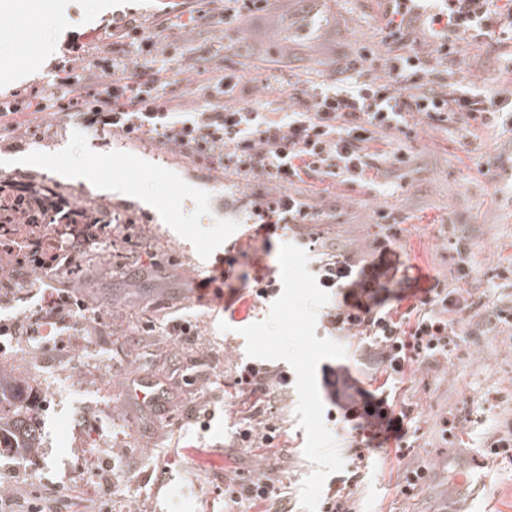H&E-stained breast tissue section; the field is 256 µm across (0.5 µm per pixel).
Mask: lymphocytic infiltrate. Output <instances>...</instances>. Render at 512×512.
Returning a JSON list of instances; mask_svg holds the SVG:
<instances>
[{
  "instance_id": "lymphocytic-infiltrate-1",
  "label": "lymphocytic infiltrate",
  "mask_w": 512,
  "mask_h": 512,
  "mask_svg": "<svg viewBox=\"0 0 512 512\" xmlns=\"http://www.w3.org/2000/svg\"><path fill=\"white\" fill-rule=\"evenodd\" d=\"M114 25L122 31L121 53L93 59L85 44L71 39L64 45L63 61L54 67L55 91L0 110V125L23 135L31 117L52 110L65 90L74 116L86 123L109 126L131 140L150 138L181 149L234 183L266 182L267 191L245 203L246 221L256 225L259 236L239 247V256L269 248L266 229L279 226L307 246L319 286L343 290V304L326 314L332 330H354L367 338L388 373L448 353L456 335L451 312L458 289L434 285L397 317L372 307L367 297L380 287L385 269L378 263L359 265L353 254L312 232V225L336 219L335 206L322 204L313 185L352 188L372 176L380 179L381 191L394 190L397 180L414 171L413 155L396 136L418 116L434 123L462 117L512 132V65H503L497 83L480 86L448 64L464 36L506 46L512 39V0H389L380 27L388 52L385 74L375 69L377 52L361 49L358 74L342 67L328 82L307 72L300 109L277 120L262 107L239 100L245 82L240 71L212 80L205 66L197 73L206 103L176 110L167 75L182 57L165 39L167 23L149 27L127 13L116 17ZM380 141L386 149H377ZM27 209V195H17L0 226V303L36 286L43 290V302L20 321L0 322V338L36 340L48 352L53 345L43 339L44 325L72 320L98 329L105 325L100 309L54 287L57 272L80 267L104 245L111 246L118 270L132 258L157 265V253L148 226L121 211H113L108 224H38ZM234 382L246 406L240 441L272 443L277 428L266 417L277 410L287 374L249 362L240 366Z\"/></svg>"
}]
</instances>
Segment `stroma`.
I'll use <instances>...</instances> for the list:
<instances>
[{
	"mask_svg": "<svg viewBox=\"0 0 512 512\" xmlns=\"http://www.w3.org/2000/svg\"><path fill=\"white\" fill-rule=\"evenodd\" d=\"M179 0H11L0 16V103L31 92L47 93L62 44L73 35L99 30L90 56L106 55L113 42L107 23L115 12L135 11L154 24ZM383 0H319L308 15L303 0H279L266 27L249 16L231 25L185 22L168 41L190 48L193 57L221 50L224 34L259 43V57H236L231 66L253 74L262 60L298 53L295 70L273 73L280 90L263 105L282 116L290 95L301 87L304 71L336 74L333 55L355 58L359 47H378ZM498 47L459 41L455 68L476 83L495 78ZM404 145L421 171L394 195L372 185L330 186L340 198L336 221L319 230L357 259L390 265L381 307L407 310L437 282L461 289L470 301L464 326L448 356L392 376L367 352L362 337L337 333L346 355L322 361L317 370L324 420L344 459L342 471L327 476L322 493L344 494L349 512H512V457L493 456V442L512 436V327L488 323L496 309L512 307V181L497 161L512 150V136L477 128L463 137L455 123H420ZM0 175H25L35 181L52 176L73 195L116 208L136 201V218L149 223L164 275L128 262L113 273L112 259H99L92 303L110 328L93 332L100 372L112 387V409L102 412L92 388L70 391L66 413L51 407V393L34 387L30 406L49 438L57 421L82 427L83 416H99L101 430H113L121 443L103 459L96 443L73 457L70 471L42 472L37 481L14 476L0 485V497L24 512L32 491H40L47 512H96L99 503L122 494L130 512H266V502L235 501L241 485L265 478L283 488L290 512H303L299 490L315 466L305 458V432L298 425L295 388L273 415L280 436L273 446L247 448L235 433L240 419L233 405L234 369L247 361L240 330L264 319L270 300L245 298L225 315L211 297H200L195 281L208 274L213 258L243 244L240 215L221 212L224 176L194 163L179 151L161 157L144 144L127 140L73 117H47L43 127L15 141L0 131ZM392 211L396 234L375 222L378 209ZM464 237L471 266L461 269L457 237ZM388 253H380L377 240ZM186 318L198 327L196 343L181 347L165 334L171 320ZM228 331H220L219 322ZM152 323L154 335L142 326ZM347 371L371 395H384L399 424L392 436L374 439L363 418L348 415L332 401L331 371ZM147 374L169 389L167 410L155 416L132 400L129 380ZM209 402L214 416L200 427L194 409ZM426 475L405 493L408 470ZM68 489L67 497L53 493Z\"/></svg>",
	"mask_w": 512,
	"mask_h": 512,
	"instance_id": "obj_1",
	"label": "stroma"
}]
</instances>
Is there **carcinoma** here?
<instances>
[{"label":"carcinoma","instance_id":"1","mask_svg":"<svg viewBox=\"0 0 512 512\" xmlns=\"http://www.w3.org/2000/svg\"><path fill=\"white\" fill-rule=\"evenodd\" d=\"M32 190L43 198L54 202V208L61 211H72L79 206L76 215L82 223L97 217L99 205L90 200L78 203L73 194L64 187L49 182H41ZM29 395L24 386L18 384L7 371L0 368V447L14 448L25 455L36 453L39 448V432L36 422L23 412L27 406Z\"/></svg>","mask_w":512,"mask_h":512}]
</instances>
